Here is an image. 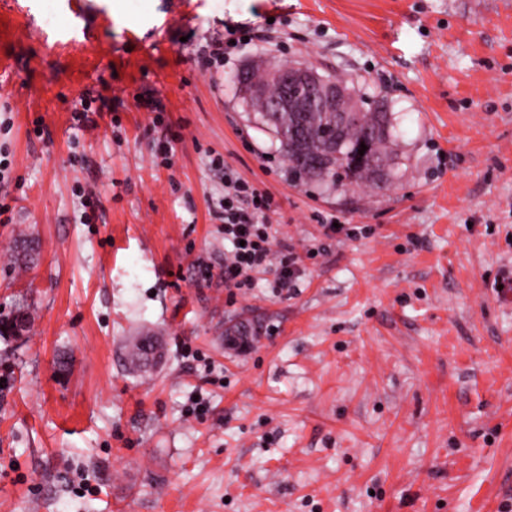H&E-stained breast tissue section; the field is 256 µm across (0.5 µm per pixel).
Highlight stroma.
Segmentation results:
<instances>
[{"instance_id":"obj_1","label":"stroma","mask_w":512,"mask_h":512,"mask_svg":"<svg viewBox=\"0 0 512 512\" xmlns=\"http://www.w3.org/2000/svg\"><path fill=\"white\" fill-rule=\"evenodd\" d=\"M261 58L386 103L391 184L296 183L233 82ZM4 101L0 319L31 327L0 337V512L512 503V0H0ZM217 157L272 196L297 288H225ZM150 337L151 336H136L127 345V362L130 368L137 372L147 373L151 370V368H148L145 363L147 354L142 344L143 341Z\"/></svg>"}]
</instances>
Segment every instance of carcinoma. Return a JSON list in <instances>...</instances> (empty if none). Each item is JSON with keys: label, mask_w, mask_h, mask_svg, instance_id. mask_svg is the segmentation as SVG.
Here are the masks:
<instances>
[{"label": "carcinoma", "mask_w": 512, "mask_h": 512, "mask_svg": "<svg viewBox=\"0 0 512 512\" xmlns=\"http://www.w3.org/2000/svg\"><path fill=\"white\" fill-rule=\"evenodd\" d=\"M260 124L270 131L280 144L285 159H290L288 146L292 119L285 112H255ZM302 140L311 143L312 150L302 153L290 172L297 181H315L333 188L345 190L350 186L383 189L393 179L394 157L391 117L377 109L367 110L362 120L342 130L343 145L340 155L324 161L315 153L324 151L327 138L321 125H311L300 134ZM367 146L359 154L361 146ZM145 336L133 338L127 345V362L131 369L146 373L147 367L143 341Z\"/></svg>", "instance_id": "1"}]
</instances>
